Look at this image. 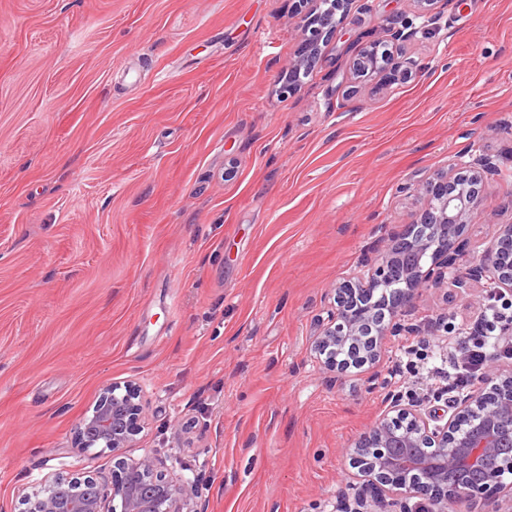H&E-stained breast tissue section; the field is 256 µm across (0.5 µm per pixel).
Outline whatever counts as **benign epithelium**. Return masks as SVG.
Masks as SVG:
<instances>
[{
  "mask_svg": "<svg viewBox=\"0 0 512 512\" xmlns=\"http://www.w3.org/2000/svg\"><path fill=\"white\" fill-rule=\"evenodd\" d=\"M310 5L302 16V43L288 61V71L310 69L321 45L336 33V21L324 20L325 0H303ZM412 16H403L382 35L359 50L350 67V79L360 83L375 73L384 82L406 80L424 66L407 59L405 67L377 63L370 50L413 39L426 31L438 0H411ZM500 171L499 161L479 154L469 161L458 155L447 168L413 187L426 199L419 219L395 234L371 258L364 256L347 279L336 285L334 306L318 325L314 352L340 382L350 368L374 363L388 336L415 329L404 324L405 313L423 292L442 288L453 279L459 288L470 281L512 295V270L497 259L512 249V224L500 226L489 242L490 259L469 256L463 231L481 202L485 179ZM416 253L431 261L408 265L404 256ZM355 344L351 358L336 359L338 347ZM145 416L141 390L134 382L110 386L99 394L92 410L78 422L76 439L82 450L99 447L116 456L112 483L94 477L41 480L26 499V512H204L198 481L168 476L152 457L126 460L120 451L130 448ZM420 406L391 394L376 427L355 443L351 460L362 481V493L342 498L339 512H448V506L476 495L508 491L500 472L512 470V370L493 367L488 375L456 405L442 425ZM495 458L498 470L485 462ZM413 498L419 502L410 504Z\"/></svg>",
  "mask_w": 512,
  "mask_h": 512,
  "instance_id": "obj_1",
  "label": "benign epithelium"
}]
</instances>
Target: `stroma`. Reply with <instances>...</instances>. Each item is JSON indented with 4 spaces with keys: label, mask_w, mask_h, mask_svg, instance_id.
I'll return each instance as SVG.
<instances>
[{
    "label": "stroma",
    "mask_w": 512,
    "mask_h": 512,
    "mask_svg": "<svg viewBox=\"0 0 512 512\" xmlns=\"http://www.w3.org/2000/svg\"><path fill=\"white\" fill-rule=\"evenodd\" d=\"M300 0H0V512L48 475L111 480L79 449L102 388L135 381L130 459L195 479L208 512H337L347 451L389 391L425 393L389 337L372 382L327 383L313 335L337 283L417 218L464 149L498 156L464 236L512 224V0H442L427 71L349 94L357 52L410 0H354L307 78L277 77ZM482 284L405 317L474 323Z\"/></svg>",
    "instance_id": "35a3bbf8"
}]
</instances>
